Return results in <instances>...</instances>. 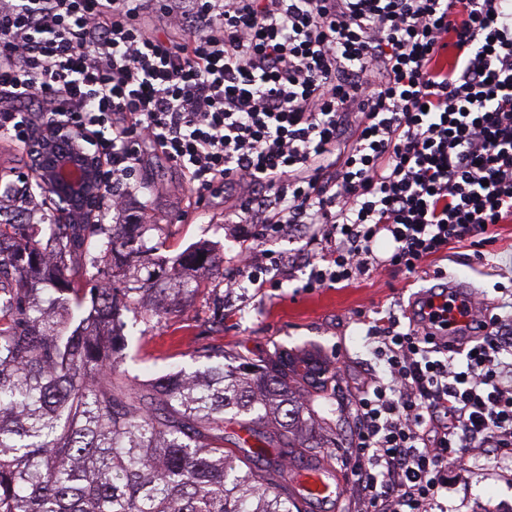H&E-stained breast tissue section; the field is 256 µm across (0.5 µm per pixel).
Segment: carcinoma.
Here are the masks:
<instances>
[{"mask_svg":"<svg viewBox=\"0 0 512 512\" xmlns=\"http://www.w3.org/2000/svg\"><path fill=\"white\" fill-rule=\"evenodd\" d=\"M153 229L0 224V512H293L272 450L321 447L297 392L324 386L318 359L285 351L256 374L218 362L145 386L120 372L144 295L172 313L209 285L204 247L130 266L155 251ZM226 415L256 440L245 460L224 451Z\"/></svg>","mask_w":512,"mask_h":512,"instance_id":"carcinoma-1","label":"carcinoma"}]
</instances>
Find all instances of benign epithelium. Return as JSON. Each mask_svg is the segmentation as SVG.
I'll return each instance as SVG.
<instances>
[{"label": "benign epithelium", "instance_id": "1", "mask_svg": "<svg viewBox=\"0 0 512 512\" xmlns=\"http://www.w3.org/2000/svg\"><path fill=\"white\" fill-rule=\"evenodd\" d=\"M92 135L65 121L39 127L28 148L31 172L55 204L59 224H93L102 192L103 163Z\"/></svg>", "mask_w": 512, "mask_h": 512}]
</instances>
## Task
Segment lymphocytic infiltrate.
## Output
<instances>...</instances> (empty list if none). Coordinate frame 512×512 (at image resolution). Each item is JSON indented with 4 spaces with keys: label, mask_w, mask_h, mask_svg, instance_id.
Wrapping results in <instances>:
<instances>
[{
    "label": "lymphocytic infiltrate",
    "mask_w": 512,
    "mask_h": 512,
    "mask_svg": "<svg viewBox=\"0 0 512 512\" xmlns=\"http://www.w3.org/2000/svg\"><path fill=\"white\" fill-rule=\"evenodd\" d=\"M56 116L95 135L112 210L145 143L197 206L240 188L225 287H264L265 247L296 232L319 248L310 288L416 274L453 243L479 258L512 219V0H0V136ZM432 277L407 325L369 331L384 373L353 403L365 512H432L472 449L512 457V320L449 334L473 301Z\"/></svg>",
    "instance_id": "obj_1"
}]
</instances>
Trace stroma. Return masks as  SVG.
<instances>
[{
	"label": "stroma",
	"mask_w": 512,
	"mask_h": 512,
	"mask_svg": "<svg viewBox=\"0 0 512 512\" xmlns=\"http://www.w3.org/2000/svg\"><path fill=\"white\" fill-rule=\"evenodd\" d=\"M127 212L113 213L109 222L136 215L154 225L153 242L161 254L174 256L193 246L210 248L223 273H231L238 250L234 227L224 221V197L197 212L194 194L181 170L152 147L142 149ZM495 241L484 260H475L468 243L452 245L441 265L463 291L476 295L484 308L512 315V221L497 225ZM303 241L276 243L289 257L291 270L267 282L265 288L239 291L234 301L218 305L222 281L211 291L184 301L179 312L162 317L128 320L121 369L136 383H148L179 369L195 368L198 356L223 352L224 365L243 361L260 365L288 349L308 351L328 368L331 379L315 410L313 429L325 442L319 453L300 448L289 456L293 465L328 466L345 485L341 502L302 503L301 512H352L355 476L351 445L356 429L352 401L367 377L380 373L382 361L367 336L368 319H404L415 298L434 285L425 275L408 277L379 271L342 288H307L310 268ZM447 512H512V458L495 451L475 450L466 467L449 468Z\"/></svg>",
	"instance_id": "obj_1"
}]
</instances>
